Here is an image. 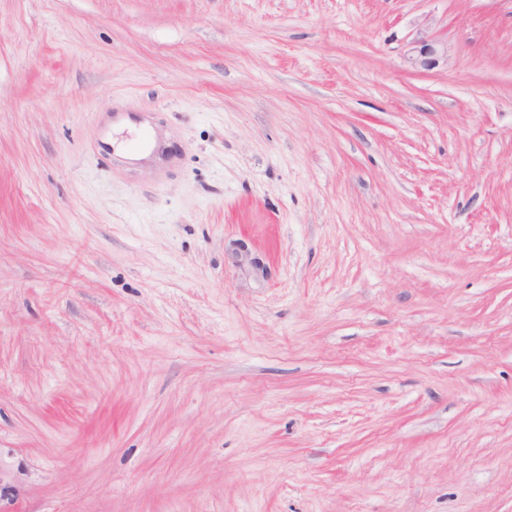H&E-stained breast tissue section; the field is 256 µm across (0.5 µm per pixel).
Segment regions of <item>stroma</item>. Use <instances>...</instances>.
Masks as SVG:
<instances>
[{
    "label": "stroma",
    "instance_id": "obj_1",
    "mask_svg": "<svg viewBox=\"0 0 512 512\" xmlns=\"http://www.w3.org/2000/svg\"><path fill=\"white\" fill-rule=\"evenodd\" d=\"M0 512H512V0H0ZM408 61L412 67L424 70L448 64V41L422 28L410 44Z\"/></svg>",
    "mask_w": 512,
    "mask_h": 512
}]
</instances>
